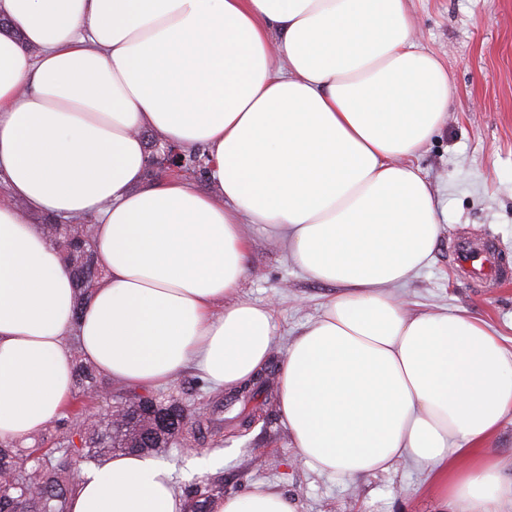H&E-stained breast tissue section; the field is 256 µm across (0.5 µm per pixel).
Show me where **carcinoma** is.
Wrapping results in <instances>:
<instances>
[{
	"label": "carcinoma",
	"instance_id": "carcinoma-1",
	"mask_svg": "<svg viewBox=\"0 0 512 512\" xmlns=\"http://www.w3.org/2000/svg\"><path fill=\"white\" fill-rule=\"evenodd\" d=\"M54 230V244L76 281L77 303L82 306L102 276V266L95 260L92 227L84 228L75 243L67 227ZM74 379L78 395L66 418L48 428L49 447L37 444L20 449L0 443V512H69V497L82 480V464L99 463L115 451L146 455L162 448H192L200 435L218 436L211 427L212 419L195 416V404L136 393L120 395L118 403L132 414L143 401L169 410L170 430L144 436L138 417L125 428H114L110 420H95L85 404L92 391L104 388L95 370L78 358ZM185 406L190 408L186 416Z\"/></svg>",
	"mask_w": 512,
	"mask_h": 512
}]
</instances>
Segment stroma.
Wrapping results in <instances>:
<instances>
[{
    "label": "stroma",
    "mask_w": 512,
    "mask_h": 512,
    "mask_svg": "<svg viewBox=\"0 0 512 512\" xmlns=\"http://www.w3.org/2000/svg\"><path fill=\"white\" fill-rule=\"evenodd\" d=\"M420 45L448 69L454 94L446 125L416 162L437 191L445 233L435 260L405 287L416 310L463 307L488 321L512 347V279L473 282L453 261L458 240L497 244L495 261L512 269V0H409ZM338 286L306 277L288 251L252 234L251 266L240 298L273 304L274 358H281L303 326ZM220 392L188 370L160 395L206 401ZM253 412L248 428L225 422L221 438L197 448H172L157 458L173 469L180 496L218 482L224 494L269 485L295 497L300 512H438L426 472L406 464L351 483L311 470L296 459L277 402L236 403Z\"/></svg>",
    "instance_id": "stroma-1"
}]
</instances>
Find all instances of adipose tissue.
Here are the masks:
<instances>
[{"mask_svg": "<svg viewBox=\"0 0 512 512\" xmlns=\"http://www.w3.org/2000/svg\"><path fill=\"white\" fill-rule=\"evenodd\" d=\"M0 440L57 419L71 336L113 385L194 367L236 390L272 358L273 308L240 298L249 228L339 294L279 363L297 457L342 480L406 463L451 512L512 505V350L463 308L396 291L432 264L439 201L414 159L448 120L447 68L407 0H0ZM201 150L209 191L144 185L142 139ZM94 226L104 267L82 317L31 215ZM173 470L120 452L70 512H183ZM213 512H299L259 486Z\"/></svg>", "mask_w": 512, "mask_h": 512, "instance_id": "ef3b65f1", "label": "adipose tissue"}]
</instances>
